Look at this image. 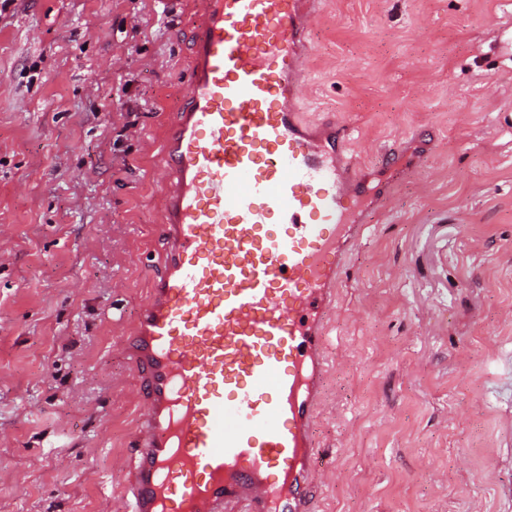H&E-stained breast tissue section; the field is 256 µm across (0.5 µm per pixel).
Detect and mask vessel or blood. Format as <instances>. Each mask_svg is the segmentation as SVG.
I'll use <instances>...</instances> for the list:
<instances>
[{
    "instance_id": "b4317fda",
    "label": "vessel or blood",
    "mask_w": 512,
    "mask_h": 512,
    "mask_svg": "<svg viewBox=\"0 0 512 512\" xmlns=\"http://www.w3.org/2000/svg\"><path fill=\"white\" fill-rule=\"evenodd\" d=\"M318 0H201L164 143L163 271L124 348L126 512H309L325 321L372 195L300 88Z\"/></svg>"
}]
</instances>
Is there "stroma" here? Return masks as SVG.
<instances>
[{
	"label": "stroma",
	"mask_w": 512,
	"mask_h": 512,
	"mask_svg": "<svg viewBox=\"0 0 512 512\" xmlns=\"http://www.w3.org/2000/svg\"><path fill=\"white\" fill-rule=\"evenodd\" d=\"M196 2L0 13V512H122ZM310 40L305 113L410 171L330 314L314 506L512 512V0H320Z\"/></svg>",
	"instance_id": "obj_1"
}]
</instances>
